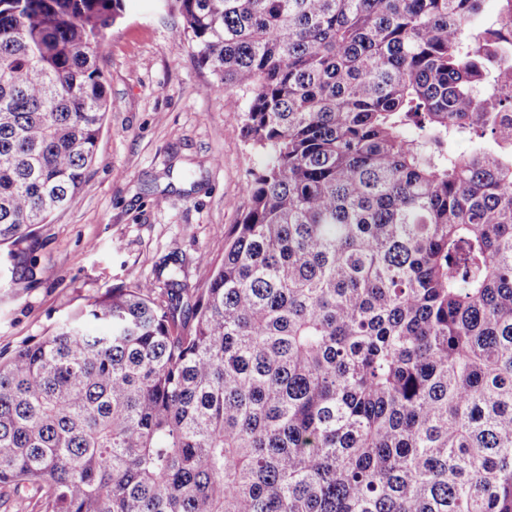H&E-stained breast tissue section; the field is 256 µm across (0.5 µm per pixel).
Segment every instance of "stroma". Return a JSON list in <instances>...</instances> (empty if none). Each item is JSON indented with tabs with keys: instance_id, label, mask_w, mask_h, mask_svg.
I'll list each match as a JSON object with an SVG mask.
<instances>
[{
	"instance_id": "35a3bbf8",
	"label": "stroma",
	"mask_w": 512,
	"mask_h": 512,
	"mask_svg": "<svg viewBox=\"0 0 512 512\" xmlns=\"http://www.w3.org/2000/svg\"><path fill=\"white\" fill-rule=\"evenodd\" d=\"M100 67L114 101L77 201L26 243L35 275L0 287V353L39 341L107 289L171 273L199 285L200 257L224 259L250 172L265 163L244 140L242 96L203 93L214 77L161 0H124Z\"/></svg>"
}]
</instances>
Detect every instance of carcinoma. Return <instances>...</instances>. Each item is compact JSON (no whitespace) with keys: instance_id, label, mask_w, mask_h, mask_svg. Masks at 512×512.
<instances>
[{"instance_id":"carcinoma-1","label":"carcinoma","mask_w":512,"mask_h":512,"mask_svg":"<svg viewBox=\"0 0 512 512\" xmlns=\"http://www.w3.org/2000/svg\"><path fill=\"white\" fill-rule=\"evenodd\" d=\"M483 2L171 0L267 162L201 287L108 289L0 361V490L37 512H512V28ZM122 17L0 0V244L81 193Z\"/></svg>"}]
</instances>
